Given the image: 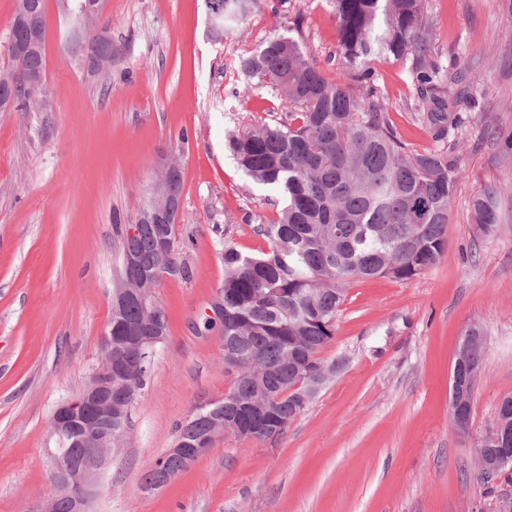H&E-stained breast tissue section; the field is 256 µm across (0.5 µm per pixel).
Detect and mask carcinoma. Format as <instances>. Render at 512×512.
I'll return each mask as SVG.
<instances>
[{
    "label": "carcinoma",
    "mask_w": 512,
    "mask_h": 512,
    "mask_svg": "<svg viewBox=\"0 0 512 512\" xmlns=\"http://www.w3.org/2000/svg\"><path fill=\"white\" fill-rule=\"evenodd\" d=\"M224 21L214 33L243 22L257 0H223ZM79 0H58L69 20L66 47L91 37L71 19ZM341 61L336 79L324 76L299 35L273 34L238 58L244 76L284 94L285 113L235 133L229 147L255 185L283 198L277 217L254 227L269 250L245 255L224 245V320L204 322L222 345L246 357V372L229 391L287 424L296 417L295 387L305 386L316 358L335 335L348 286L360 279L408 281L434 266L448 244V210L461 172L441 147L462 127L455 112L461 67L446 72L430 62L431 23L426 0H327ZM412 59L417 120L436 149L410 152L394 131L372 63ZM18 69L0 79L22 82L45 69L44 49L16 59ZM358 83L362 92L352 89ZM500 189L488 186L471 201L475 227L491 236L499 221ZM179 214L166 224H146L130 245L139 275L125 271L123 287L159 286L163 275L188 276L166 262L174 250ZM167 248L161 247V241ZM143 368L125 381L143 389L156 351L136 347ZM176 476L179 463L165 455L146 473Z\"/></svg>",
    "instance_id": "carcinoma-1"
}]
</instances>
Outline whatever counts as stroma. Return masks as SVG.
<instances>
[{"label": "stroma", "mask_w": 512, "mask_h": 512, "mask_svg": "<svg viewBox=\"0 0 512 512\" xmlns=\"http://www.w3.org/2000/svg\"><path fill=\"white\" fill-rule=\"evenodd\" d=\"M432 60L463 64V131L448 149L463 172L448 245L413 280H360L346 291L320 357L334 377L278 439L219 438L164 488L143 493L176 427L230 377L218 331L202 316L224 280V246L265 251L253 227L271 221L276 193L253 185L231 133L270 121L279 92L245 78L241 54L300 28L327 77L337 70L326 0H260L222 39L205 0H105L93 30L112 41L105 71L82 68L45 0L43 91L24 112H0V512H37L51 490L55 407L79 395L98 364L120 272L115 227L132 224L160 158L182 171L173 257L185 279L157 290L169 335L138 395L121 448L109 458L91 512H496L512 481L471 469L474 443L512 394V10L505 0H428ZM392 125L408 149L435 142L406 108L409 62L374 63ZM501 188L499 224L481 237L470 202ZM485 337L470 435L454 428L448 376L468 326Z\"/></svg>", "instance_id": "obj_1"}]
</instances>
